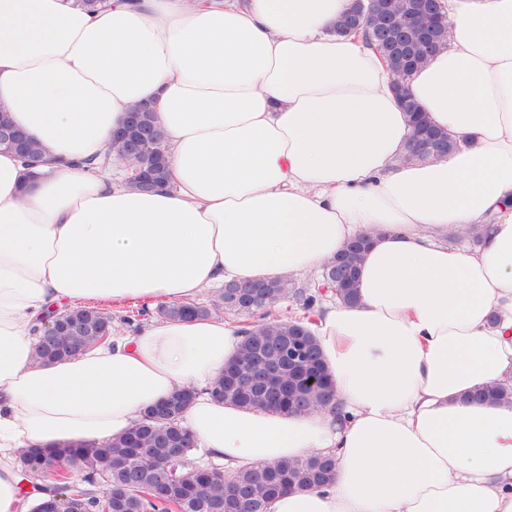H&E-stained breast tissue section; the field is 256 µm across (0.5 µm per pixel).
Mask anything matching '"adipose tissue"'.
I'll use <instances>...</instances> for the list:
<instances>
[{"mask_svg": "<svg viewBox=\"0 0 512 512\" xmlns=\"http://www.w3.org/2000/svg\"><path fill=\"white\" fill-rule=\"evenodd\" d=\"M350 5L0 0V108L45 158L30 178L0 152V512H25L19 449L107 444L188 387L183 423L225 471L334 457L268 512H512V404L472 397L512 388V0H441L448 44L406 85L458 147L410 164L388 68L334 31ZM142 103L167 186L75 167ZM362 235L358 302L313 328L337 410L206 394L241 339L220 317L35 359L49 311L303 276Z\"/></svg>", "mask_w": 512, "mask_h": 512, "instance_id": "obj_1", "label": "adipose tissue"}]
</instances>
